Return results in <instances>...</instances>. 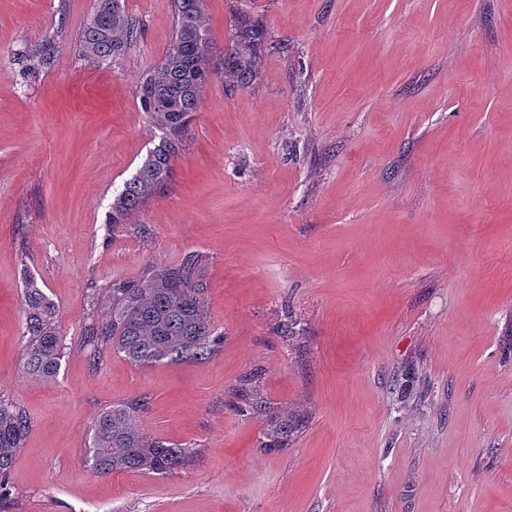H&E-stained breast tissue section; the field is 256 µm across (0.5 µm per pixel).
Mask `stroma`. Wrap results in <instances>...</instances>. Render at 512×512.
I'll return each mask as SVG.
<instances>
[{
    "mask_svg": "<svg viewBox=\"0 0 512 512\" xmlns=\"http://www.w3.org/2000/svg\"><path fill=\"white\" fill-rule=\"evenodd\" d=\"M125 6L121 59L67 44L28 79L24 44L61 20L75 37L93 0H0V397L30 424L0 512H512V0H207L214 58L242 10L289 52L247 89L213 74L168 189L131 218L148 238L110 240L112 195L159 142L138 87L174 29L170 0ZM189 251L223 350L92 364L93 289ZM26 269L70 347L52 382L24 370ZM256 366L305 416L288 448L224 405ZM139 395L148 435L200 455L93 473L95 419Z\"/></svg>",
    "mask_w": 512,
    "mask_h": 512,
    "instance_id": "35a3bbf8",
    "label": "stroma"
}]
</instances>
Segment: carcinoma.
<instances>
[{
  "label": "carcinoma",
  "mask_w": 512,
  "mask_h": 512,
  "mask_svg": "<svg viewBox=\"0 0 512 512\" xmlns=\"http://www.w3.org/2000/svg\"><path fill=\"white\" fill-rule=\"evenodd\" d=\"M175 29L164 60L150 68L140 85L145 111L161 132L159 145L112 200L107 231H127L129 218L164 193L173 176V162L184 150L187 132L201 107V93L210 81L212 40L204 20L205 0H172ZM56 33L27 44L18 53L23 75L36 77L49 69L60 52ZM140 23L127 13L122 0H94L92 13L77 34L75 51L88 63L112 61L123 55L137 37ZM274 40L263 23L246 12L234 21L230 46L224 49V77L245 89L261 78L257 59ZM209 259L192 251L173 266L149 265L136 279L116 277L91 298L92 307L105 306V315L93 319L87 342L98 365L108 347L130 363L151 367L159 363H202L224 347V332L210 320L207 306ZM26 370L39 379L57 378L68 344L58 327L54 302L23 271ZM149 397L136 396L112 404L94 422L88 461L91 469L108 476L116 472L145 471L168 475L184 465L195 448L149 436L139 424ZM227 406L241 416H260L265 427L259 447H288L305 425V416L271 402L262 388V372L240 377L229 391ZM29 431V422L13 403L0 398V499L9 495V474Z\"/></svg>",
  "instance_id": "carcinoma-1"
}]
</instances>
